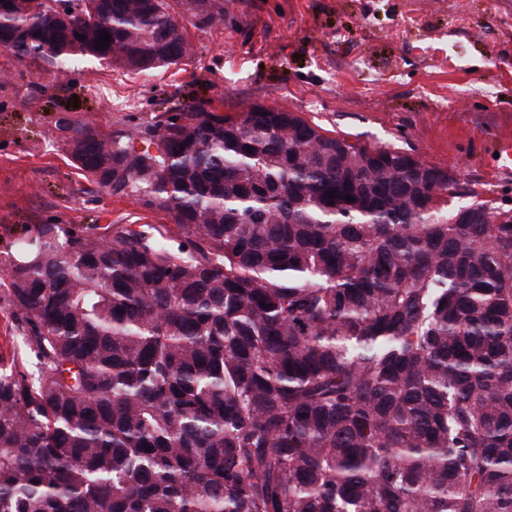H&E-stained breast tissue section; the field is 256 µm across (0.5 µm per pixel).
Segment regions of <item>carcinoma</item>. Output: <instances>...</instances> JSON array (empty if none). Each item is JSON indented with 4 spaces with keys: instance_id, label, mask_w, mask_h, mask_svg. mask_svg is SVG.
<instances>
[{
    "instance_id": "1",
    "label": "carcinoma",
    "mask_w": 512,
    "mask_h": 512,
    "mask_svg": "<svg viewBox=\"0 0 512 512\" xmlns=\"http://www.w3.org/2000/svg\"><path fill=\"white\" fill-rule=\"evenodd\" d=\"M71 8L0 0V48L151 72L194 53L176 15L225 18ZM67 130L89 182L172 223L17 240L37 363L0 364V512H512V209L285 108Z\"/></svg>"
}]
</instances>
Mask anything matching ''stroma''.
Masks as SVG:
<instances>
[{
    "label": "stroma",
    "instance_id": "1",
    "mask_svg": "<svg viewBox=\"0 0 512 512\" xmlns=\"http://www.w3.org/2000/svg\"><path fill=\"white\" fill-rule=\"evenodd\" d=\"M195 53L144 76L46 72L0 49V262L36 224H165L84 179L59 116L136 129L198 104L298 113L352 143L400 148L505 204L512 190V0H235L187 26Z\"/></svg>",
    "mask_w": 512,
    "mask_h": 512
}]
</instances>
